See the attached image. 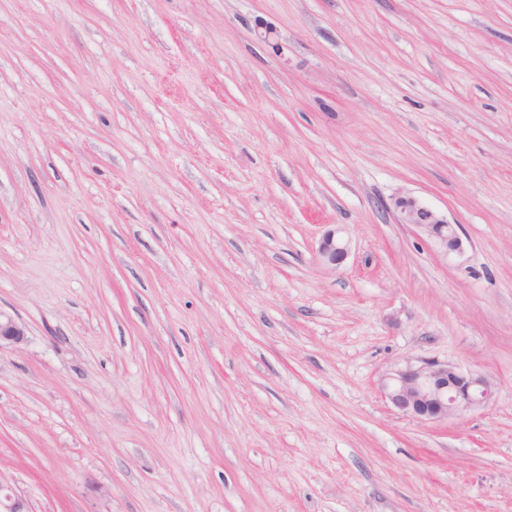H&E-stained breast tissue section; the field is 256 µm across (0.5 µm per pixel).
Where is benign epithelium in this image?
<instances>
[{
  "instance_id": "1",
  "label": "benign epithelium",
  "mask_w": 512,
  "mask_h": 512,
  "mask_svg": "<svg viewBox=\"0 0 512 512\" xmlns=\"http://www.w3.org/2000/svg\"><path fill=\"white\" fill-rule=\"evenodd\" d=\"M393 206L404 224H411L446 255L463 253L459 226L412 197L400 196ZM350 242L339 227L324 232L315 249L317 263L328 271L347 259ZM25 326L0 314V345L19 344ZM382 396L402 415L421 421H442L487 407L494 395L490 381L457 365L438 360H407L380 379ZM0 512H34L21 493L0 482Z\"/></svg>"
}]
</instances>
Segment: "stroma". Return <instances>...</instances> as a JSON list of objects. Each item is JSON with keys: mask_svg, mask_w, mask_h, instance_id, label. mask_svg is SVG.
I'll return each mask as SVG.
<instances>
[{"mask_svg": "<svg viewBox=\"0 0 512 512\" xmlns=\"http://www.w3.org/2000/svg\"><path fill=\"white\" fill-rule=\"evenodd\" d=\"M0 312L34 512H512V0H0ZM393 206L404 224H411L431 239L444 255L463 253V241L458 225L450 224L447 217L422 205L412 197L400 196ZM350 242L342 234V229L330 228L324 232L315 249L317 263L328 271H336L347 259ZM25 335L24 325L0 313V347L2 344H19ZM382 396L403 416L442 421L487 407L490 381L438 360H407L380 379Z\"/></svg>", "mask_w": 512, "mask_h": 512, "instance_id": "obj_1", "label": "stroma"}]
</instances>
